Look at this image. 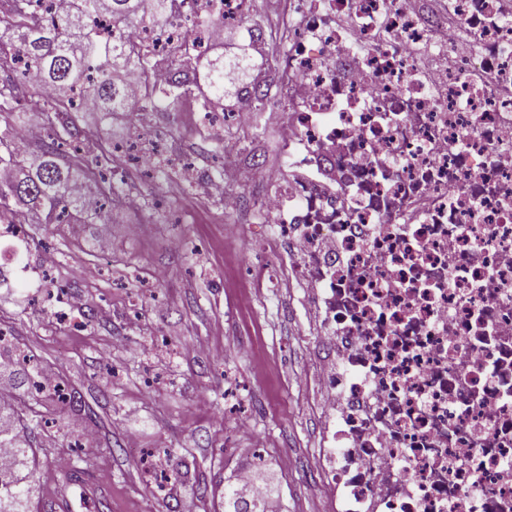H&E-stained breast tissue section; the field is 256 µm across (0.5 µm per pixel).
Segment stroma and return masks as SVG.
Here are the masks:
<instances>
[{"mask_svg":"<svg viewBox=\"0 0 512 512\" xmlns=\"http://www.w3.org/2000/svg\"><path fill=\"white\" fill-rule=\"evenodd\" d=\"M242 30L264 45L255 72L288 46L281 0H254ZM281 115L258 102L250 130L231 122L207 123L196 96L140 115L83 112L75 124L93 134L120 186L137 196L138 209L117 208L103 233L73 237L67 226L25 219L23 238L0 237V362L18 406L43 425L31 437L28 466L37 470L29 512H224V492L239 470L250 469L279 492L284 512H327L317 483L326 436L317 409L325 345L310 320L311 289L298 283L236 295L231 283L251 267L275 275L279 255L242 260L239 236H274L260 223L254 200L261 184L238 187V209L225 213L193 170L223 176L225 155L239 165L262 164L277 181L290 170L280 160ZM132 142L154 156L140 171L119 152ZM234 224L238 237L225 235ZM25 249L28 269L10 259ZM52 251L51 268L42 265ZM92 265L100 273L79 276ZM77 391L75 414L53 391L36 390L17 349ZM252 429L239 430L240 418Z\"/></svg>","mask_w":512,"mask_h":512,"instance_id":"stroma-1","label":"stroma"}]
</instances>
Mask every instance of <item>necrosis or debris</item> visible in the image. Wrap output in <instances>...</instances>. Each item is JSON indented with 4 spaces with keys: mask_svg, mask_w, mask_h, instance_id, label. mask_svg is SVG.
Instances as JSON below:
<instances>
[{
    "mask_svg": "<svg viewBox=\"0 0 512 512\" xmlns=\"http://www.w3.org/2000/svg\"><path fill=\"white\" fill-rule=\"evenodd\" d=\"M429 2L288 0L275 62L285 158L311 176L258 209L336 362L335 512H512V0ZM252 4L173 0L164 31L127 30L156 60L130 100Z\"/></svg>",
    "mask_w": 512,
    "mask_h": 512,
    "instance_id": "1",
    "label": "necrosis or debris"
}]
</instances>
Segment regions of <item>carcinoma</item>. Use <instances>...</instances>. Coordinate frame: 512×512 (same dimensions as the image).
<instances>
[{
  "label": "carcinoma",
  "instance_id": "1",
  "mask_svg": "<svg viewBox=\"0 0 512 512\" xmlns=\"http://www.w3.org/2000/svg\"><path fill=\"white\" fill-rule=\"evenodd\" d=\"M19 6L11 27L0 28V69L8 66L9 50L18 46L17 54L32 63L0 84V114L20 117L15 111L20 95L40 97L50 89L63 100L43 101L39 113L46 127V137L36 150L27 155L13 149L12 138L0 135V169L10 172L0 178V209L13 215L19 223L23 212L44 216L46 224L102 223L103 215L123 203L125 194L98 170V160L76 148L67 159L60 158V131L57 129L62 106L78 110L77 91L91 98L100 112L138 108L157 109L161 104L174 105L187 94H194L206 110L224 99V61L208 59L204 72L190 64L193 57L183 54L168 63L170 77L162 88L151 87L136 105L127 97L128 82L123 74L147 71L154 66L152 57L123 38L100 37L89 20L104 12L112 26L122 31L146 22L155 24L168 16L171 0H69L65 12L52 23L43 24L33 17L38 0H17ZM32 431L39 423L24 422L22 412L0 402V446L15 449L19 466L27 463V454L17 425ZM15 472L0 469V512H26L31 488L14 483ZM224 512H262L261 504L240 499L235 491L224 495Z\"/></svg>",
  "mask_w": 512,
  "mask_h": 512
}]
</instances>
